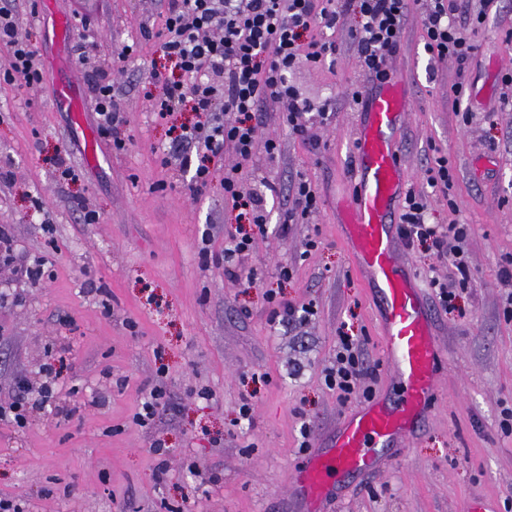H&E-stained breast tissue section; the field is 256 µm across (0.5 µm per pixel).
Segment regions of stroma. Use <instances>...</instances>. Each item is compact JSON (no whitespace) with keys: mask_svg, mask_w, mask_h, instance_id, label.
I'll return each mask as SVG.
<instances>
[{"mask_svg":"<svg viewBox=\"0 0 512 512\" xmlns=\"http://www.w3.org/2000/svg\"><path fill=\"white\" fill-rule=\"evenodd\" d=\"M58 2L95 32L97 49L85 61L38 21L43 0H0L19 36L37 45L44 71L34 93L0 82V166L12 173L0 181V225L10 229L16 260L45 269L29 280L0 266V399L17 378L41 383L42 364L61 361L56 414L33 412L22 427L0 423V498L17 512H302L296 477L353 408L322 380L338 329L378 363L375 396L395 393L382 362L381 307L341 228L363 118L344 97L365 81L355 51L342 43L334 64L302 57L288 74L311 106L332 104L320 149L289 137L279 110H267L262 136L281 145L269 177L285 189L307 178L322 202L309 223L284 224L283 198H268L266 231L240 261L256 279L246 288L224 275V242L236 224L220 187L191 197L182 157L168 150L169 126L150 110L144 71L168 64L143 34L159 19V0ZM511 28L512 0H499L474 36L478 63L462 74L454 60L430 59L418 18L407 22L392 60L408 101L395 134L404 185L425 189L427 159L447 154L452 197L431 198L430 214L438 224L470 225L472 282L449 312L433 289L422 290L442 364L419 430L384 449L373 473L343 477L315 512H465L473 498L500 505L512 496V431L501 428L503 410L512 409V320L499 278L512 259V111L499 107ZM125 45L134 52L116 81L132 141L116 152L99 139L95 163L54 102V85L73 86L96 126L89 84ZM460 78L469 95L457 101L450 87ZM61 157L73 178L61 177ZM87 209L96 223H84ZM310 236L319 246L306 256ZM284 266L294 270L287 281L279 278ZM271 292L312 304L313 316L272 318ZM159 377L166 406L141 424L136 415ZM245 403L248 421L239 416ZM158 438L171 450L162 478L150 451Z\"/></svg>","mask_w":512,"mask_h":512,"instance_id":"stroma-1","label":"stroma"}]
</instances>
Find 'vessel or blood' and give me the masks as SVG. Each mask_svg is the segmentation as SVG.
<instances>
[{"label": "vessel or blood", "instance_id": "vessel-or-blood-1", "mask_svg": "<svg viewBox=\"0 0 512 512\" xmlns=\"http://www.w3.org/2000/svg\"><path fill=\"white\" fill-rule=\"evenodd\" d=\"M56 103L71 112L76 124H83L80 98L71 88L59 87ZM403 117L404 103L396 87L370 94L355 138L357 182L345 226L355 266L382 303L385 360L393 384L401 386L403 394L398 405L370 402L343 417L326 451L302 471L300 486L315 501L334 494L328 473L350 476L376 468L377 449L409 437L434 394L440 356L429 313L415 277L402 267L394 226L388 221L403 188L394 144Z\"/></svg>", "mask_w": 512, "mask_h": 512}]
</instances>
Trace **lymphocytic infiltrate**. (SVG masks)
Instances as JSON below:
<instances>
[{
    "label": "lymphocytic infiltrate",
    "mask_w": 512,
    "mask_h": 512,
    "mask_svg": "<svg viewBox=\"0 0 512 512\" xmlns=\"http://www.w3.org/2000/svg\"><path fill=\"white\" fill-rule=\"evenodd\" d=\"M493 0H162V25L156 36L165 57L180 71L173 80L157 68L147 71L153 88L151 110L167 120L182 108L195 112L197 120L180 125L169 150L193 151V173L188 189L199 195L219 184L224 202L236 212L237 227L224 244V273L240 279L238 260L249 252L256 231L264 230L268 212L264 197L242 190L244 164L258 154L274 157L275 140L260 137L263 107L276 104L291 137L319 149L318 131L331 124L330 104L310 111L287 73L298 57L312 62L334 58L338 45L334 33H344L355 46L364 76L376 85L391 79L389 60L402 44L406 22L413 10L421 12L424 49L432 59H454L460 68L471 63L476 46L475 26L483 24ZM0 80L27 88L39 87L44 73L38 49L19 37L16 16L0 7ZM96 98L98 129L113 150H124L131 137L120 107L119 92L111 78L99 76L91 84ZM236 161L216 171L213 162L224 152ZM427 191L408 189L401 203L398 234L406 247H423L431 264V288L442 307H451L457 292L469 285L470 270L464 243L467 225H448L429 220V196H447L453 175L444 156L434 157L425 169ZM281 214L285 224H304L317 212L320 195L311 181L301 178L288 189ZM447 276H438L439 268ZM42 383L37 399L17 396L0 405V421L20 425L30 411L49 406L58 383L53 362L40 369ZM376 369L366 363L361 344L347 333L336 339L335 363L325 368L324 383L339 399H371Z\"/></svg>",
    "instance_id": "lymphocytic-infiltrate-1"
}]
</instances>
